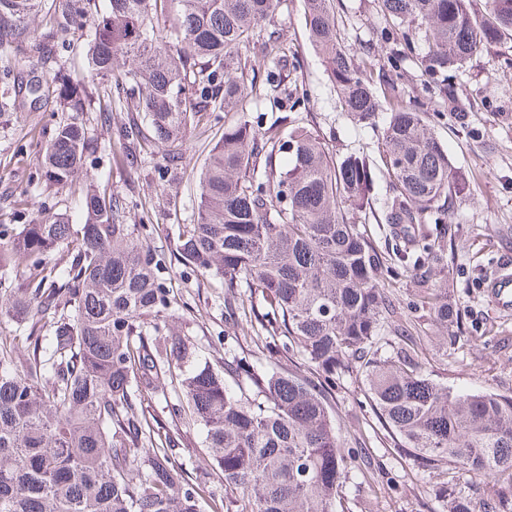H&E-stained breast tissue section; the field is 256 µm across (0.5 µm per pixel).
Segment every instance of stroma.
<instances>
[{
  "instance_id": "stroma-1",
  "label": "stroma",
  "mask_w": 512,
  "mask_h": 512,
  "mask_svg": "<svg viewBox=\"0 0 512 512\" xmlns=\"http://www.w3.org/2000/svg\"><path fill=\"white\" fill-rule=\"evenodd\" d=\"M333 9L341 37L381 113H388L397 97L423 101L431 132L470 181L469 193L449 210L448 230L438 241L448 256L444 270L429 263L420 272L396 257L397 238L384 221L392 194L385 176L376 180L370 211L351 214V221L384 253L382 279L402 319L415 326L409 337L387 328L384 340L395 347L415 348L432 378L454 389L512 395V311L496 310L484 292L485 281L512 259V68L503 63L504 57L512 56V42L478 53L462 70L449 74L455 101L439 95V80L424 69L418 52L409 54L399 71L391 73L397 86L392 93L381 81L382 72L388 71L390 47L376 37L383 21L378 0H333ZM270 27L279 32L287 58L245 51L242 60L261 75L281 72L288 63L296 70L286 90L254 97L248 119L267 127L285 115L317 130L334 153L360 151L377 160V130L341 108L326 66L309 42L304 0H280ZM46 30L44 18H36L16 52L0 51V103L11 105L0 112V225L28 223L36 211L63 214L79 223L85 178L93 176L100 187L122 201L124 223L146 225L144 241L159 262V278L177 298L168 322L186 337L196 357L228 363L247 353L254 362H263L244 316L250 308L260 307L259 296L245 287L227 293L222 280L202 278L176 252L179 232L196 220L199 173L224 132L223 113L190 124L178 159H170L151 142L139 147L138 158H131L119 137L120 128L134 117L125 102L113 101L108 112L93 107L74 114L56 101L38 105L17 84L2 79V72L19 61L47 86L55 82L62 62L72 83L89 85L85 32L48 40ZM70 117L87 131L86 174L54 185L38 176V150L55 127ZM464 125L469 128L465 134L460 131ZM425 279L447 289L459 313L457 324L440 338L434 335L427 310L414 305ZM331 404L345 447L370 461L368 470L349 473L337 512H442L439 490L449 483L474 506L487 493L485 483L466 477L452 480L447 468L424 470L402 454L359 374L337 380ZM171 455L186 478L206 486L202 512H214L215 506L223 504L224 484L212 471L198 427L184 426L182 441Z\"/></svg>"
}]
</instances>
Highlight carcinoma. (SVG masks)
Listing matches in <instances>:
<instances>
[{"instance_id": "cac0c4a2", "label": "carcinoma", "mask_w": 512, "mask_h": 512, "mask_svg": "<svg viewBox=\"0 0 512 512\" xmlns=\"http://www.w3.org/2000/svg\"><path fill=\"white\" fill-rule=\"evenodd\" d=\"M92 2L52 0L46 37L91 22L94 95L125 99L146 120L122 129L127 145L149 137L175 147L188 123L224 113V134L199 175L196 223L179 232L177 253L227 290L244 283L261 297L263 311L253 315L267 333L268 358L258 367L243 355L227 369L192 362L190 343L168 325L173 298L139 227L123 223L119 201L92 181L84 223L41 212L12 234L0 230L5 271L42 272L62 244L71 245L47 287L0 281V320L17 324L0 336V512H201L204 487L170 462L184 417L203 431L232 492L224 512H336L344 479L361 463L341 443L329 397L354 359L405 455L491 485L476 510L455 487H442L443 512H512V396L457 391L433 380L415 352L383 351L385 325L398 313L380 279L386 258L345 213L370 206L374 164L356 152L331 156L307 127L281 133L285 116L266 129L246 118L260 86L239 54L250 45L286 56L280 35L266 27L279 0H178L169 27L175 51L153 35L154 17L168 13L170 0H108L102 14ZM305 3L309 41L339 102L374 124L378 102L339 40L329 0ZM39 7L41 0H0V48ZM380 10L378 38L395 45L394 71L417 43L427 46L425 70L442 76L512 37V0H486L482 19L470 0H380ZM59 82L51 97L70 102L71 111L92 101L87 89ZM86 147L83 125L59 123L40 149L45 179L73 181ZM377 150L393 187L385 223L402 227V262H442L415 225L428 211L443 223L469 185L421 104L391 109ZM419 297L436 328L456 323L448 289L424 285ZM20 347L28 359L19 365ZM283 352L323 384L285 367ZM168 381L185 405L163 428L149 408ZM159 429L161 441L152 438Z\"/></svg>"}]
</instances>
